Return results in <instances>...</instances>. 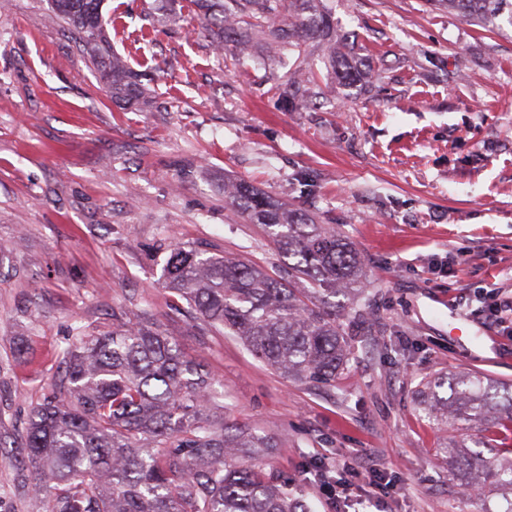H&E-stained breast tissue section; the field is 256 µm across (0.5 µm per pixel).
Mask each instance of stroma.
<instances>
[{"label": "stroma", "instance_id": "1", "mask_svg": "<svg viewBox=\"0 0 512 512\" xmlns=\"http://www.w3.org/2000/svg\"><path fill=\"white\" fill-rule=\"evenodd\" d=\"M370 83L332 80L315 110L268 94L261 57L224 68L193 12L154 27L153 0H104L112 47L154 68L151 104L120 109L43 0H0V512H31L17 464L30 410L69 336L150 317L220 382L221 415L279 444L270 464L312 512H359L325 486L381 477L380 512H490L469 497L419 410L421 381L512 383V337L486 292H512V31L432 0H324ZM151 28L135 49L125 33ZM316 185L301 194L294 180ZM245 180L338 225L364 264L352 354L335 381H295L161 285L172 244L282 262L224 202ZM463 265H456V257Z\"/></svg>", "mask_w": 512, "mask_h": 512}]
</instances>
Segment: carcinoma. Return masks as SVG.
Wrapping results in <instances>:
<instances>
[{
    "instance_id": "obj_1",
    "label": "carcinoma",
    "mask_w": 512,
    "mask_h": 512,
    "mask_svg": "<svg viewBox=\"0 0 512 512\" xmlns=\"http://www.w3.org/2000/svg\"><path fill=\"white\" fill-rule=\"evenodd\" d=\"M214 49L234 62L266 36L270 54H288L295 69L271 78L269 92L307 108L324 97L303 68L316 49L344 82L367 79L323 0H190ZM484 29L512 28V0H436ZM48 17L62 22L112 103L150 104V89L116 53L103 0H49ZM169 24L180 20V0H157ZM224 201L261 224L284 259L274 274L244 260L207 255L175 244L163 286L199 318L239 337L286 378L331 381L351 355L348 310L364 275L358 252L334 224H317L261 189L224 183ZM301 280L309 288H297ZM56 391L28 416L19 460L32 481H21L32 512H311L303 490L261 460L278 443L244 424L216 420L210 374L180 344L146 318L98 335L76 334L61 351ZM419 408L436 424L484 443L512 427V384L471 373L423 382ZM468 488L508 489L498 512H512V448L457 466Z\"/></svg>"
}]
</instances>
